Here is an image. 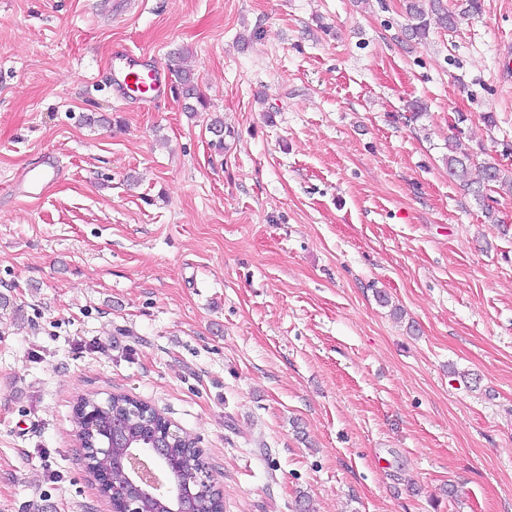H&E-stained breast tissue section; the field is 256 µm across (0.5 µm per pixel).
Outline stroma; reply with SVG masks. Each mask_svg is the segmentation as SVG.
Wrapping results in <instances>:
<instances>
[{
  "mask_svg": "<svg viewBox=\"0 0 512 512\" xmlns=\"http://www.w3.org/2000/svg\"><path fill=\"white\" fill-rule=\"evenodd\" d=\"M405 23L0 0V512H112L72 411L112 393L198 437L224 512H512V194L487 217L443 161L459 127L512 171V0ZM118 47L190 66L208 108L118 102ZM48 153L59 178L14 195Z\"/></svg>",
  "mask_w": 512,
  "mask_h": 512,
  "instance_id": "35a3bbf8",
  "label": "stroma"
}]
</instances>
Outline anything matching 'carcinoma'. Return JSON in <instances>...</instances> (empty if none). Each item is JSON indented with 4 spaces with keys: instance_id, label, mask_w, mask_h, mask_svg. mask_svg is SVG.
Masks as SVG:
<instances>
[{
    "instance_id": "cac0c4a2",
    "label": "carcinoma",
    "mask_w": 512,
    "mask_h": 512,
    "mask_svg": "<svg viewBox=\"0 0 512 512\" xmlns=\"http://www.w3.org/2000/svg\"><path fill=\"white\" fill-rule=\"evenodd\" d=\"M405 16V30L420 41L427 38L433 23L447 30L457 25L456 15L448 11L443 0H405ZM177 83L179 94L186 100V111L196 112L207 107L204 95L191 73H179ZM445 163L448 174L478 199L483 198L486 190L512 193V176L495 162L478 160V153L462 141L460 129L448 142ZM85 408L96 411L97 421L85 435L84 448L111 442L117 435L127 443L139 444L144 441L147 447L160 450L156 464L166 473L170 484L191 468L208 470L195 439L181 429H173L163 413L148 402L126 394H113L105 400L87 395L78 398L75 414H80ZM122 455L123 449L118 447L112 449L110 457L91 455L87 462L93 469L107 471L110 479L118 483L121 481ZM221 507L219 494L211 484L200 486L194 496L185 498L179 504L181 512H221Z\"/></svg>"
}]
</instances>
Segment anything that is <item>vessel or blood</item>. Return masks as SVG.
Masks as SVG:
<instances>
[{
    "instance_id": "vessel-or-blood-1",
    "label": "vessel or blood",
    "mask_w": 512,
    "mask_h": 512,
    "mask_svg": "<svg viewBox=\"0 0 512 512\" xmlns=\"http://www.w3.org/2000/svg\"><path fill=\"white\" fill-rule=\"evenodd\" d=\"M111 86L115 97L125 103L143 101L145 96L166 95L171 87L167 71L145 55L120 50L113 58ZM59 169L52 158L27 169L14 187V192L28 197L40 196L55 179Z\"/></svg>"
}]
</instances>
